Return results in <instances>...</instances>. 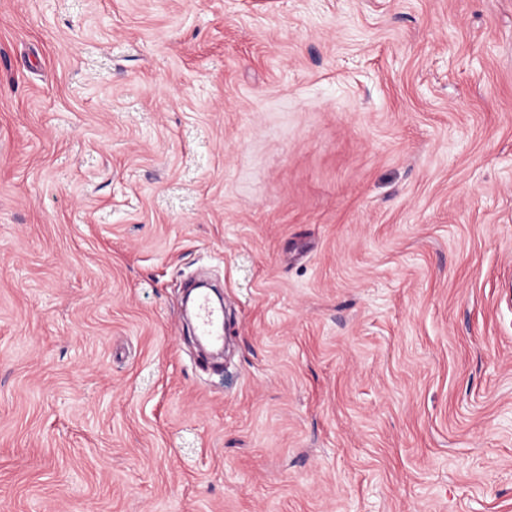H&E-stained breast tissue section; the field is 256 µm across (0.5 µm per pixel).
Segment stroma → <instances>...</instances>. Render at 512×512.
Here are the masks:
<instances>
[{
    "instance_id": "35a3bbf8",
    "label": "stroma",
    "mask_w": 512,
    "mask_h": 512,
    "mask_svg": "<svg viewBox=\"0 0 512 512\" xmlns=\"http://www.w3.org/2000/svg\"><path fill=\"white\" fill-rule=\"evenodd\" d=\"M0 512H512V0H0ZM196 317V330L199 336H204L213 342L223 341L224 336H220L217 329L218 314L211 305L208 294L204 291L198 293Z\"/></svg>"
}]
</instances>
